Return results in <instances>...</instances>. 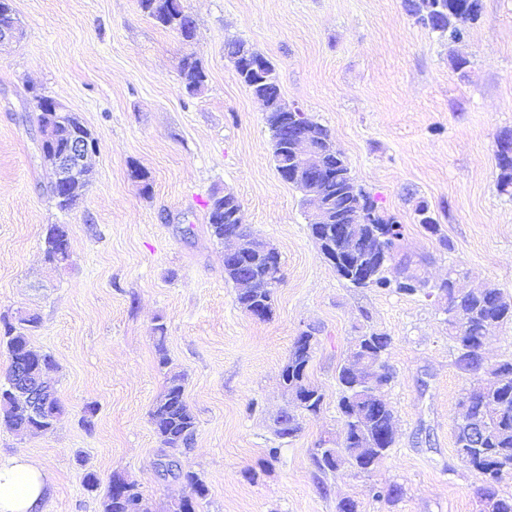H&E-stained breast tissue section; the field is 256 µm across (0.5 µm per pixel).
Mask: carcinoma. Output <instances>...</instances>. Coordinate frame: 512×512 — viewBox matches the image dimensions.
Returning <instances> with one entry per match:
<instances>
[{"label": "carcinoma", "mask_w": 512, "mask_h": 512, "mask_svg": "<svg viewBox=\"0 0 512 512\" xmlns=\"http://www.w3.org/2000/svg\"><path fill=\"white\" fill-rule=\"evenodd\" d=\"M461 6L457 18L451 19L441 13V8L448 6V0H405L409 15L430 30L446 36L451 40L463 37L467 27L478 20L479 14L470 13L465 8L467 0H457ZM141 9L157 24L189 39L195 36L194 21L181 15L177 0H140ZM179 72L188 94L198 93L205 85L207 74L200 59L193 56L181 60ZM280 113L270 112L267 124L271 134L275 168L292 166V158L281 148L280 139L284 128L292 124L299 128L314 125L316 121L304 111L279 119ZM62 130L68 135L91 134V131L75 114L69 112L62 117ZM499 169L497 187L503 194H512V154L496 155ZM52 196L57 207L69 211L76 205L79 193L64 197V190L54 181L51 185ZM324 193L331 200L335 209L346 211L353 204L365 207L378 224H386L394 230V238L389 248L396 262L397 275L389 278L379 273L372 282L374 288H391L397 293L422 294L427 298L441 297L447 300L450 309L455 311L457 324L448 328L456 347L455 364L458 370L473 380L467 390L461 407L467 411L461 413L456 426L455 452L457 457L471 470L483 477L478 498L482 502L481 512H512V496L504 497L499 493L498 484L503 476H512V359L490 363L482 356L483 335L488 323L498 325L512 324V298L501 289L489 287L484 294H465L452 288V281L459 270L448 269V278L437 287L416 288L411 281L417 279L412 268L413 260L401 252L400 241L403 238V225L395 216L388 214L376 195L362 187L356 186L353 195L341 194L339 178L334 176L324 185ZM236 206V197L226 194L216 197L209 204V226L212 235L224 241L228 232H246L243 224L225 222L229 208ZM42 248L45 258L50 263L62 264L70 259V242L66 225L52 224L47 228ZM224 271L230 281L239 283L247 273L256 279V287L238 291L237 302L246 311L262 307L272 311L274 289L268 287V281L279 283V269L272 268L269 257L251 256L240 268L228 261L224 262ZM40 319L35 315L20 316L11 319L0 315V345L6 348L9 366L0 380V417L13 429H25L38 425L41 433L54 430L63 406L51 389L44 387V402L40 412L31 414L15 390L14 373L19 364H24L36 373H47L55 367V360L48 353H41L32 348L30 337L37 331ZM159 365L169 364L167 354V328L159 323L152 328ZM391 344V337L384 332H360L353 338L350 357L377 362L386 371L384 382H389L391 370L385 360V354ZM316 341L309 333L307 337L294 339L288 360L282 369L283 384L288 387V394L297 401L302 413L316 414L320 411L324 395L307 378V369L312 360ZM185 377L174 373L167 378L164 393L150 411V422L159 439L165 462V472L182 480L189 488L191 512H198L202 501L208 496V487L200 476L182 467L176 452L191 447L196 433V417L190 409L185 396ZM340 387L338 408L343 422L335 447L327 446V441L320 440L312 454L315 467L322 473H334L347 464L357 474H366L372 464L387 454L393 447L396 436L388 432L389 424L394 421L393 410L387 400L372 398L374 382L365 380L350 370V362L340 366L337 374ZM480 421L488 427V433L482 444L475 445L468 439L470 425ZM277 434L281 437H293L301 429L299 415L283 411L276 420ZM104 512H150L143 494L135 483L115 474L108 482V490L103 503Z\"/></svg>", "instance_id": "obj_1"}]
</instances>
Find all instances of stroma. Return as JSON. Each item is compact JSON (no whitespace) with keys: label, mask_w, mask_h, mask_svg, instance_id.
<instances>
[{"label":"stroma","mask_w":512,"mask_h":512,"mask_svg":"<svg viewBox=\"0 0 512 512\" xmlns=\"http://www.w3.org/2000/svg\"><path fill=\"white\" fill-rule=\"evenodd\" d=\"M193 40L157 27L139 0H13L20 43L0 45V314L35 312L31 343L52 354L65 406L53 432L22 435L0 420V457L26 455L47 474V512H103L101 481H134L151 512L186 495L165 475L149 412L164 390L152 328L167 326L171 368L185 373L197 418L180 461L209 489L201 512H479L482 477L455 454L468 382L441 306L421 295L351 288L308 230L300 195L278 176L262 104L224 44L241 40L275 65L286 104L328 129L358 184L404 226L402 249L436 283H495L512 297V197L499 192L495 141L512 130V0H481L462 42L417 24L404 0H182ZM208 78L188 95L179 63ZM465 57L464 70L455 67ZM37 87L95 134L93 181L60 212L28 105ZM147 172L148 183L131 178ZM232 192L254 234L280 254L273 315L236 302L208 200ZM428 204L439 235L416 221ZM66 225L71 256L45 263L47 225ZM447 237L452 250L440 248ZM318 344L308 377L324 395L301 430L278 438L288 405L281 370L302 329ZM389 334L385 391L396 443L370 473L319 472L312 453L342 425L336 370L359 328ZM96 409L86 431V406ZM279 449L278 458L268 456ZM399 485L389 501L383 492Z\"/></svg>","instance_id":"obj_1"}]
</instances>
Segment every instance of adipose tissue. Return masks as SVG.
Listing matches in <instances>:
<instances>
[{"instance_id": "1", "label": "adipose tissue", "mask_w": 512, "mask_h": 512, "mask_svg": "<svg viewBox=\"0 0 512 512\" xmlns=\"http://www.w3.org/2000/svg\"><path fill=\"white\" fill-rule=\"evenodd\" d=\"M49 484L27 456L0 458V512H46Z\"/></svg>"}]
</instances>
